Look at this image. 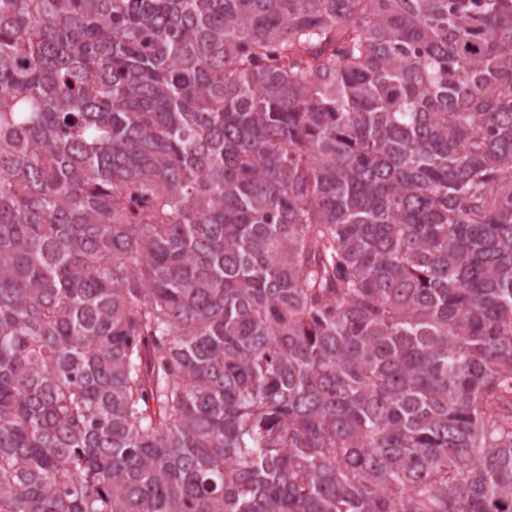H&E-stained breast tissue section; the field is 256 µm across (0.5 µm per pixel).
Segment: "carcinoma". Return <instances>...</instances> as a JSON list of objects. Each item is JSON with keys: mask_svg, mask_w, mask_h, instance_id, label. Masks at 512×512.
<instances>
[{"mask_svg": "<svg viewBox=\"0 0 512 512\" xmlns=\"http://www.w3.org/2000/svg\"><path fill=\"white\" fill-rule=\"evenodd\" d=\"M0 512H512V0H0Z\"/></svg>", "mask_w": 512, "mask_h": 512, "instance_id": "cac0c4a2", "label": "carcinoma"}]
</instances>
